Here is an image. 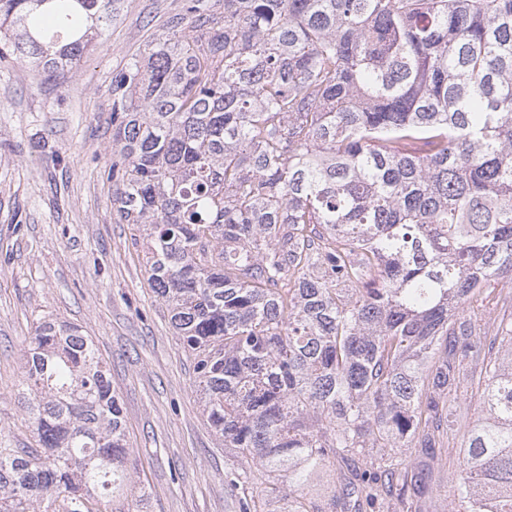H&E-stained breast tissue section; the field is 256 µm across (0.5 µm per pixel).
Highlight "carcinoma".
Returning <instances> with one entry per match:
<instances>
[{"label": "carcinoma", "mask_w": 512, "mask_h": 512, "mask_svg": "<svg viewBox=\"0 0 512 512\" xmlns=\"http://www.w3.org/2000/svg\"><path fill=\"white\" fill-rule=\"evenodd\" d=\"M116 0H0V44L75 66ZM112 82V211L240 467L239 512H390L400 449L464 428L463 512H512L509 344L462 426L460 367L512 281V0H191ZM0 442V512H150L91 337L47 318ZM355 453L322 504L308 497ZM136 495L135 509L125 508Z\"/></svg>", "instance_id": "obj_1"}]
</instances>
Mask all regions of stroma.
<instances>
[{"label":"stroma","instance_id":"1","mask_svg":"<svg viewBox=\"0 0 512 512\" xmlns=\"http://www.w3.org/2000/svg\"><path fill=\"white\" fill-rule=\"evenodd\" d=\"M188 4L118 0L94 49L56 76L0 58V438L31 445L16 398L24 348L43 317L72 322L110 370L151 512H238L235 452L205 421L194 363L148 285L134 225L112 214V81L185 24ZM462 450L459 435L403 449L407 465L430 468L416 507L397 512H456Z\"/></svg>","mask_w":512,"mask_h":512}]
</instances>
